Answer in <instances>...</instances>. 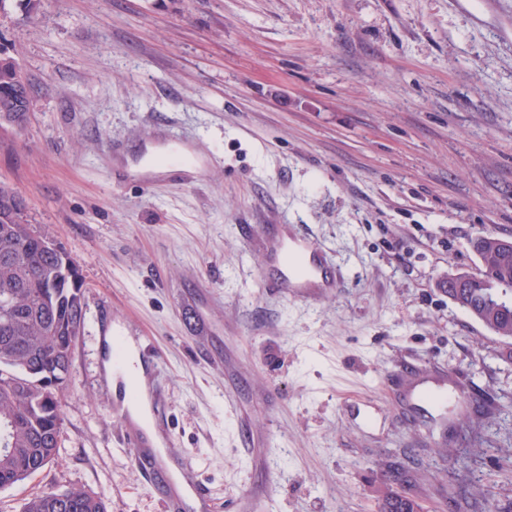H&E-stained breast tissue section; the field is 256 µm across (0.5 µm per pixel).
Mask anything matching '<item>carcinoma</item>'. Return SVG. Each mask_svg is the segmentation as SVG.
<instances>
[{
  "instance_id": "cac0c4a2",
  "label": "carcinoma",
  "mask_w": 512,
  "mask_h": 512,
  "mask_svg": "<svg viewBox=\"0 0 512 512\" xmlns=\"http://www.w3.org/2000/svg\"><path fill=\"white\" fill-rule=\"evenodd\" d=\"M30 88L7 48L0 46V118L24 121ZM51 235L28 224L14 188L0 183V489L19 484L58 460L60 442L40 429L42 410L60 403L59 394L26 376L56 373L66 360L68 327L82 328V281L64 274L62 259L47 246ZM483 274L462 276L463 287L448 281L446 292L474 320L503 338H512V314L491 310L490 296L512 288V249L499 237L480 235L470 242ZM9 392H4V388ZM21 512H108L104 498L83 489H44L27 498ZM379 512H423L406 492L387 490Z\"/></svg>"
}]
</instances>
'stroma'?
I'll list each match as a JSON object with an SVG mask.
<instances>
[{"instance_id": "1", "label": "stroma", "mask_w": 512, "mask_h": 512, "mask_svg": "<svg viewBox=\"0 0 512 512\" xmlns=\"http://www.w3.org/2000/svg\"><path fill=\"white\" fill-rule=\"evenodd\" d=\"M31 87L0 182L84 281L55 464L164 512L129 462L106 322L161 361L173 458L210 512H512V339L442 292L472 238L512 239V0H40L0 17ZM195 174H145L164 131ZM313 237L342 282L286 293L269 241ZM421 504L410 494L388 488L379 512H422Z\"/></svg>"}]
</instances>
